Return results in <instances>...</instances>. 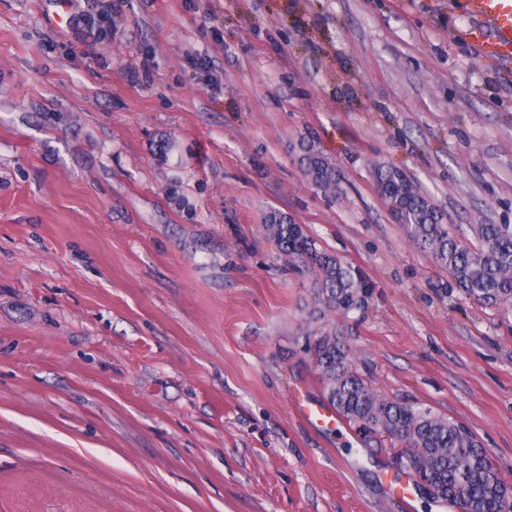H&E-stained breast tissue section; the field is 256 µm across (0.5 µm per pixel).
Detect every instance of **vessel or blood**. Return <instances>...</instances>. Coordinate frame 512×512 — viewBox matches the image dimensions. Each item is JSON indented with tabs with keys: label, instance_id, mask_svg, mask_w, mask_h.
<instances>
[{
	"label": "vessel or blood",
	"instance_id": "obj_1",
	"mask_svg": "<svg viewBox=\"0 0 512 512\" xmlns=\"http://www.w3.org/2000/svg\"><path fill=\"white\" fill-rule=\"evenodd\" d=\"M462 9L471 20L459 32L462 39L512 56V0H462Z\"/></svg>",
	"mask_w": 512,
	"mask_h": 512
}]
</instances>
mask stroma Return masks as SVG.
I'll return each mask as SVG.
<instances>
[{
  "mask_svg": "<svg viewBox=\"0 0 512 512\" xmlns=\"http://www.w3.org/2000/svg\"><path fill=\"white\" fill-rule=\"evenodd\" d=\"M112 5L97 39L0 0V512H458L393 491L389 442L299 415L328 331L512 485V315L459 293L374 177L512 225V59L444 0ZM273 210L360 273L364 311L319 302ZM300 151V163L312 182L323 191H335L337 182L333 165L309 144L302 143Z\"/></svg>",
  "mask_w": 512,
  "mask_h": 512,
  "instance_id": "stroma-1",
  "label": "stroma"
}]
</instances>
